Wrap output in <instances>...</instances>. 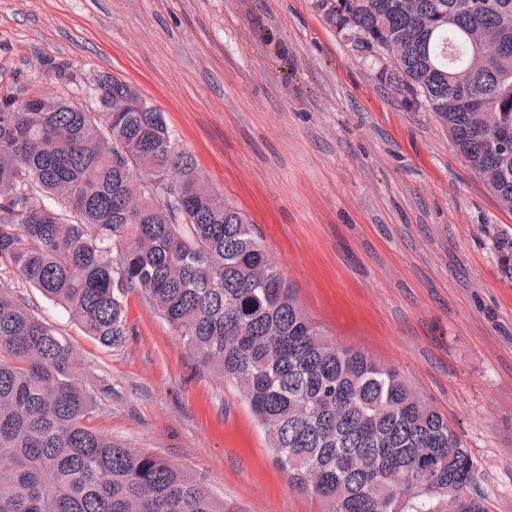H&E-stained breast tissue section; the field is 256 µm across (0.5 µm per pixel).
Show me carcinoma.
Listing matches in <instances>:
<instances>
[{
    "label": "carcinoma",
    "mask_w": 512,
    "mask_h": 512,
    "mask_svg": "<svg viewBox=\"0 0 512 512\" xmlns=\"http://www.w3.org/2000/svg\"><path fill=\"white\" fill-rule=\"evenodd\" d=\"M315 0L378 75L435 114L512 213V0ZM474 34L499 42L483 56ZM389 42L387 64L369 42ZM100 111L37 92L0 100V269L110 347L138 288L200 365L237 387L289 482L327 512H486L477 465L399 373L305 311L247 216L203 180L162 113L117 77ZM128 103L112 111V100ZM64 336L0 289V512H224L164 458L86 425Z\"/></svg>",
    "instance_id": "obj_1"
}]
</instances>
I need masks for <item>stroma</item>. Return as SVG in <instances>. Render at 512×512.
Returning a JSON list of instances; mask_svg holds the SVG:
<instances>
[{"instance_id":"35a3bbf8","label":"stroma","mask_w":512,"mask_h":512,"mask_svg":"<svg viewBox=\"0 0 512 512\" xmlns=\"http://www.w3.org/2000/svg\"><path fill=\"white\" fill-rule=\"evenodd\" d=\"M104 74L163 112L327 333L447 418L488 512H512V279L496 250L512 214L433 113L381 82L314 0H0V97L93 112ZM1 284L78 354L94 430L232 512H326L142 290L127 296L125 340L105 347L19 274L0 270Z\"/></svg>"}]
</instances>
